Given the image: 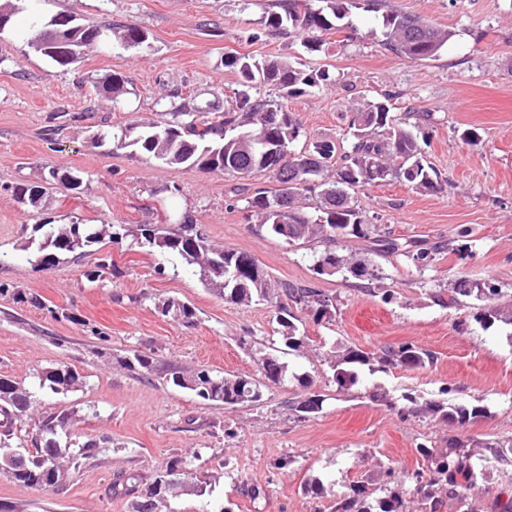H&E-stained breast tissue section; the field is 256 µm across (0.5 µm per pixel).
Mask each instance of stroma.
Returning a JSON list of instances; mask_svg holds the SVG:
<instances>
[{"instance_id":"stroma-1","label":"stroma","mask_w":512,"mask_h":512,"mask_svg":"<svg viewBox=\"0 0 512 512\" xmlns=\"http://www.w3.org/2000/svg\"><path fill=\"white\" fill-rule=\"evenodd\" d=\"M0 33V284L39 296L40 305L0 296V377L29 389L33 416L70 410L81 440L110 437L96 459L71 471L54 491L14 482L0 473V506L12 512H129L126 498L107 494L113 474L163 469L171 456H198L208 472L204 495L168 501L169 512H330L351 484L380 479L374 461L405 475L423 465L418 443L439 448L455 437L512 438V326L483 328L468 307L440 305L436 295L458 277L512 293V0H386L387 8L417 15L452 32L434 60L411 61L385 50L382 15L351 9L337 32L322 34L320 51H307L301 33L263 34L276 0H44L41 12L76 14L80 23H132L150 43L125 50L111 39L96 43L77 62L60 68L30 47L33 21L24 0ZM275 56L305 69L328 70L332 84L299 97L271 99L283 106L309 139L351 140L348 119L365 102L392 93V112H429L421 134L428 161L440 172L435 191L406 182L365 186L358 199L371 222L400 241L429 247L457 239L426 269L406 257L381 260L382 288L392 302L361 292L354 278L319 276L313 252L258 232L235 189L240 179L188 171L131 152L96 134L120 132L139 119L159 118L176 92L195 96L213 111L227 108L236 76L224 56ZM120 75L126 92L109 101L96 86ZM481 141H462L464 129ZM80 172L79 193L50 190L38 207L18 201V184L39 181L44 167ZM191 214L208 241L253 257L272 278L317 288L336 312L319 323L306 309L296 315L312 350L289 352L284 384L266 390L259 405H208L142 375L123 359L139 350L160 365L259 378L254 342L272 338L275 307L240 306L204 286L179 257L141 246L140 224L172 227ZM113 225L120 237L106 244L119 275L88 281L92 258L62 256L42 268L25 249L37 224ZM470 231L458 238L460 228ZM168 299L193 304L188 326L161 315ZM409 342L430 350L435 362L387 372L360 368L355 385L340 388L322 345L377 351ZM67 364L85 385L66 394L40 389V372ZM323 394L322 411L305 421L288 405L302 395L299 375ZM387 393L388 404L371 401ZM447 396L453 403L481 401L487 419L457 430L426 419L401 418L404 393ZM288 468L276 469L281 458ZM331 486L325 498L306 495L313 479ZM262 487L251 501L246 491Z\"/></svg>"}]
</instances>
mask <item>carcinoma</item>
<instances>
[{
	"label": "carcinoma",
	"mask_w": 512,
	"mask_h": 512,
	"mask_svg": "<svg viewBox=\"0 0 512 512\" xmlns=\"http://www.w3.org/2000/svg\"><path fill=\"white\" fill-rule=\"evenodd\" d=\"M322 6L312 7L304 0H281L280 11L269 13L264 19L265 30L274 34L287 28L306 35L304 47L310 51L319 48L318 34L338 31L356 0H320ZM67 19L55 14L46 21L30 25L26 31L28 42L35 41L44 29L61 27ZM116 45L124 49L149 47L148 36L133 24L102 25ZM381 45L410 60H431L445 48L452 37L446 29L434 26L419 17L388 10L383 15ZM68 48L49 52L37 49L43 57L59 67L73 64L84 50L100 40L96 29L72 24L66 35ZM224 66L237 76L238 90L235 105L221 112H210L192 96L174 95L162 118L153 122H133L121 134L112 136L113 146L130 148L147 158L186 170H202L217 174L248 178L259 173L269 175L274 186L252 188L246 183L239 188L244 210L256 217L259 230L285 240L291 246L304 247L323 243L325 248L315 256L314 271L318 275L333 276L343 270L367 283L364 290L374 293L372 285L383 279L376 258L404 255L415 266L425 268L443 249L414 248L412 242L401 243L377 224L370 222L358 199L352 194L356 187L380 185L397 179L412 184L420 191L437 189L440 173L426 161L417 132L418 125L410 123L416 116L406 113L400 121L391 115L390 96L369 101L351 116L352 142L343 153H338L336 142L329 139L313 140L299 152L294 143L302 136V129L290 112L275 104L261 89L269 86L281 96H296L330 83L325 70L306 71L281 59H257L249 55H227ZM100 94L110 100L126 93L124 81L112 74L99 82ZM288 186V223H276L281 184ZM61 184L79 192L82 178L71 170L50 168L42 177V184H20L15 193H24L21 203L36 207L46 194L47 186ZM111 224H38L30 241L33 250L30 262L36 266L51 267L60 262V256H83L95 252L94 246L104 239L113 240ZM136 237L140 244L178 255L183 263L195 269L200 280L216 290L224 300L240 306L255 301L276 304V333L281 335L284 347L302 352L309 347V337L301 333L295 323L291 307L313 312L316 321L326 316L331 300L320 291L306 285L273 281L254 258L234 249L211 246L197 228L193 218L182 216L176 230L164 231L156 224H141ZM372 241L371 256L354 260L342 253L351 239ZM120 274L112 256L97 257L88 277L95 279L103 270ZM448 303L460 299L474 300L475 320L483 326L497 321L512 325V295L504 298L502 290L487 283H474L463 277L455 280ZM163 315L193 325L195 308L169 299L162 304ZM262 379L247 376H219L209 370L184 371L171 366L164 375L166 382L191 392L201 401L230 407L251 405L262 400L263 389L284 382L286 365L263 348L257 349ZM435 361V355L412 343L387 345L377 353L359 349H333L329 363L333 379L341 388L355 383L356 368L387 371L395 368H424ZM133 370L152 373L153 356L135 351L124 358ZM83 385L80 372L67 365L45 370L39 375V388L61 393ZM31 392L11 379L0 378V471L13 481L32 488L51 487L60 490L68 477V466L78 467L94 459L108 448L109 440H87L71 452L60 445L59 437L69 435L74 416L57 411L38 419L30 416ZM405 404L399 409L401 417L432 418L450 427L462 428L488 415L480 404H451L424 399L416 394L403 395ZM324 398L320 394L299 397L290 402L288 410L299 421L319 413ZM20 426L29 427L28 438L32 448L13 450L9 437ZM424 465L408 477H397L392 469L383 470L385 480L369 487L365 482L350 486V493L336 499L332 512H443L448 502H454L457 512H474L467 492L486 478L495 463H512V439H459L437 448L425 442L416 446ZM166 473L178 472L191 480L188 495L200 496L203 481L197 477V468L183 456H174L166 464ZM162 472V473H164ZM162 473L146 479L142 475L121 471L109 485L113 496L132 497V512H161L168 499L174 496L158 484Z\"/></svg>",
	"instance_id": "carcinoma-1"
}]
</instances>
